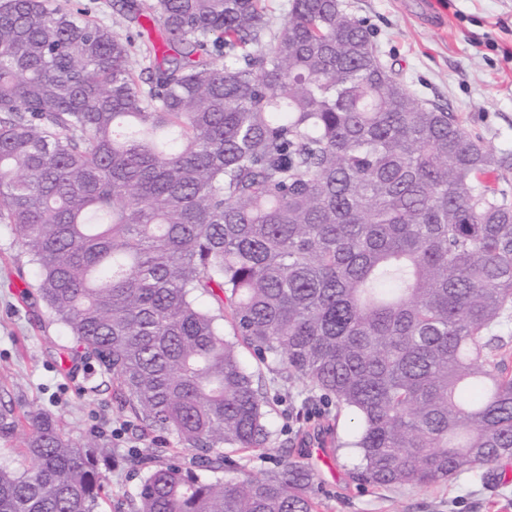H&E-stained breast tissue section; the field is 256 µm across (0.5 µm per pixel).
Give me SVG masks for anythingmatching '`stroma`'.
<instances>
[{
	"label": "stroma",
	"instance_id": "35a3bbf8",
	"mask_svg": "<svg viewBox=\"0 0 512 512\" xmlns=\"http://www.w3.org/2000/svg\"><path fill=\"white\" fill-rule=\"evenodd\" d=\"M363 20L374 48L405 87L421 101L454 112L462 127L496 151L512 152V0H342ZM36 274L0 224V401L42 409L73 437L110 435L114 452L145 448L149 436L112 412V382L87 366L60 358L72 338L52 321L32 293ZM280 396L271 411L275 433L263 457L231 453L252 471L276 469L283 459L311 463L319 512H512V461L463 472L428 488L366 489L349 478L359 463L350 447L358 421L324 406L297 419L309 393L279 376ZM338 424L332 440L320 431ZM327 462L312 461L320 444Z\"/></svg>",
	"mask_w": 512,
	"mask_h": 512
}]
</instances>
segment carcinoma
I'll use <instances>...</instances> for the list:
<instances>
[{
    "label": "carcinoma",
    "mask_w": 512,
    "mask_h": 512,
    "mask_svg": "<svg viewBox=\"0 0 512 512\" xmlns=\"http://www.w3.org/2000/svg\"><path fill=\"white\" fill-rule=\"evenodd\" d=\"M126 35L0 0V224L74 353L157 445L120 458L130 512H318L315 474L252 473L273 431L257 365L355 413L374 489L512 459V169L412 95L341 0H120ZM232 337L224 334V323ZM0 512H95L109 442L47 413Z\"/></svg>",
    "instance_id": "obj_1"
}]
</instances>
